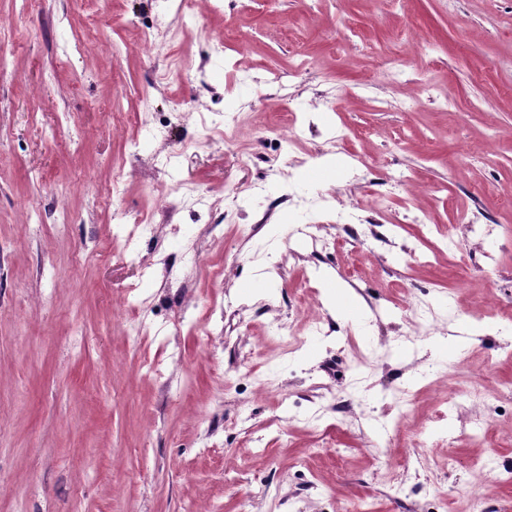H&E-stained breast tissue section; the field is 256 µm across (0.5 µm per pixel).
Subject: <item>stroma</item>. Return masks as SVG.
Wrapping results in <instances>:
<instances>
[{
  "mask_svg": "<svg viewBox=\"0 0 512 512\" xmlns=\"http://www.w3.org/2000/svg\"><path fill=\"white\" fill-rule=\"evenodd\" d=\"M340 128L367 167L301 181ZM511 191L512 0H0V512H512ZM117 211L153 217L135 252Z\"/></svg>",
  "mask_w": 512,
  "mask_h": 512,
  "instance_id": "35a3bbf8",
  "label": "stroma"
}]
</instances>
